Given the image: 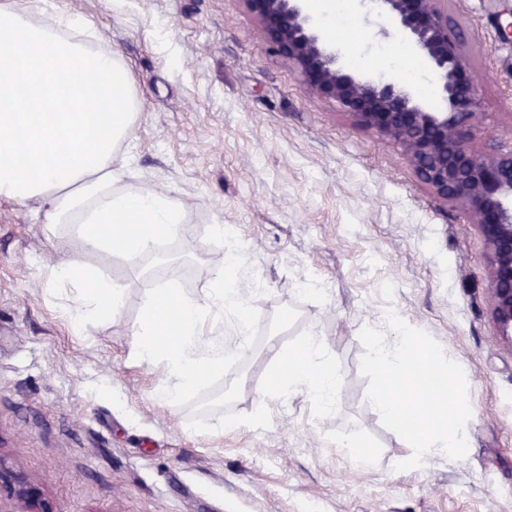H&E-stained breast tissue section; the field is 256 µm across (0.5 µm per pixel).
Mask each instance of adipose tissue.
<instances>
[{"instance_id":"1","label":"adipose tissue","mask_w":512,"mask_h":512,"mask_svg":"<svg viewBox=\"0 0 512 512\" xmlns=\"http://www.w3.org/2000/svg\"><path fill=\"white\" fill-rule=\"evenodd\" d=\"M43 4L0 0V198L35 204L48 226L74 225L86 247L137 263L157 252L161 238L182 232L187 210L166 193L113 190L121 175L117 149L142 110L130 69L115 51L82 41L97 30L92 18L63 2L49 13ZM61 81L67 105L56 112L47 91ZM54 277L77 292L74 325L122 306V289L79 259L58 266ZM264 354L272 387L335 404L339 379L320 337L293 352L272 337Z\"/></svg>"}]
</instances>
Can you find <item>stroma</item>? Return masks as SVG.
I'll return each mask as SVG.
<instances>
[{
  "mask_svg": "<svg viewBox=\"0 0 512 512\" xmlns=\"http://www.w3.org/2000/svg\"><path fill=\"white\" fill-rule=\"evenodd\" d=\"M65 2L96 20L142 100L119 188L171 193L189 224L133 268L0 199V469L39 485L53 512H512V343L492 322L485 244L463 208L435 197L398 143L312 94L240 0ZM448 13L482 101L473 144L510 151L512 0H448ZM368 14L360 76L381 47L407 43L388 14ZM383 70L445 111L424 59ZM214 224L245 245L243 292L265 288L249 349L236 327H217L225 350L244 352L219 387L241 380L240 415L265 401L266 429L191 431L192 406L159 399L163 364L134 361L153 283L207 296L224 261L205 239ZM73 258L123 288L117 316L72 325V293L52 271ZM301 280L322 293H299ZM390 309L464 370V458L396 468L411 448L382 425L360 370V332L384 328ZM311 334L340 380L327 410L267 378V338L292 349Z\"/></svg>",
  "mask_w": 512,
  "mask_h": 512,
  "instance_id": "35a3bbf8",
  "label": "stroma"
}]
</instances>
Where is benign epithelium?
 <instances>
[{"label":"benign epithelium","instance_id":"7a95c632","mask_svg":"<svg viewBox=\"0 0 512 512\" xmlns=\"http://www.w3.org/2000/svg\"><path fill=\"white\" fill-rule=\"evenodd\" d=\"M242 2L272 52L307 88L357 125L399 143L421 182L469 213L486 247L493 322L501 335L512 338V150L470 146L481 97L446 0H379L415 53L439 76L446 112L428 110L393 81L347 72L341 53L322 40L303 12L304 0ZM7 488L20 512H53L40 488L28 480L14 476Z\"/></svg>","mask_w":512,"mask_h":512}]
</instances>
